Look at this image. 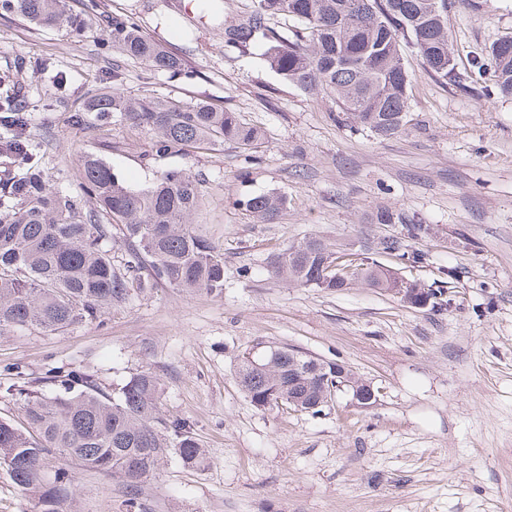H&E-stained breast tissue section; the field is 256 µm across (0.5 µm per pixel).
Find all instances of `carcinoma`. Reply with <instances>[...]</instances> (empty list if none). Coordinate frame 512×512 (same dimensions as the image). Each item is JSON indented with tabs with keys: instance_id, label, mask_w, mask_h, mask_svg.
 <instances>
[{
	"instance_id": "cac0c4a2",
	"label": "carcinoma",
	"mask_w": 512,
	"mask_h": 512,
	"mask_svg": "<svg viewBox=\"0 0 512 512\" xmlns=\"http://www.w3.org/2000/svg\"><path fill=\"white\" fill-rule=\"evenodd\" d=\"M247 19L224 28V43L235 48L267 42L264 60L285 80L312 97L333 95L350 122L379 137L395 135L408 123L409 78L403 49L414 50L429 71L480 95L512 96V35L507 34L474 58L472 69L457 71L450 48V0H257ZM0 11L39 27L62 23L77 31L81 14L69 0H0ZM281 17L298 26L292 37L276 36L268 20ZM112 46L149 69L176 73L181 58L161 49L127 16L105 15ZM492 70L494 85L480 84ZM76 118L92 124L114 118L152 132L157 157L180 150H213L232 144L257 148L262 132L229 112L205 102L184 104L164 98L136 99L116 91L91 92ZM0 128L9 133L6 148L28 160L20 177L0 178V331L36 327L62 331L100 319L114 304L132 297L142 272L186 292L224 290V254L193 223L201 205L195 175L173 169L152 185L134 189L95 152L81 156L83 194L94 208L82 212L77 198L54 189L35 160L18 94L0 97ZM286 199L277 193L242 202L257 221L271 224ZM128 242L126 272L112 268L103 242L112 227ZM338 260L322 239L310 237L290 247L271 273L302 286L339 291L336 272L326 259ZM370 288L389 291L394 272L378 262L353 269ZM306 357L286 347H271L236 365L235 378L258 409L288 403L322 411L318 403L329 389L330 370L307 368ZM48 396L15 382L3 393L23 402L24 422L0 419V465L32 501L37 512H67L73 497L71 464L110 473L131 488L126 512H142L138 484L174 452L186 464L203 462L204 453L186 419L170 420L159 408L160 382L148 369L131 374L106 390L84 369L49 377Z\"/></svg>"
}]
</instances>
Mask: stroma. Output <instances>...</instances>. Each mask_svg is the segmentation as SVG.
<instances>
[{
  "label": "stroma",
  "mask_w": 512,
  "mask_h": 512,
  "mask_svg": "<svg viewBox=\"0 0 512 512\" xmlns=\"http://www.w3.org/2000/svg\"><path fill=\"white\" fill-rule=\"evenodd\" d=\"M73 0L88 25L39 28L0 17V83L18 87L28 134L52 187L80 194V158L105 156L141 189L171 169L192 172L195 218L224 254V292L156 282L101 321L59 332L0 333V382L78 367L110 384L141 369L161 382L165 417L190 420L207 459L170 455L141 483L143 512H512V97L486 100L428 72L404 52L409 122L390 138L336 121L334 98L312 100L266 65L263 47L224 44V24L252 0ZM127 15L182 58L177 76L149 70L112 46L102 15ZM458 70L512 32V0H456L448 14ZM131 98L200 100L239 113L266 138L247 153L153 156L146 128L115 121L89 129L72 114L91 89ZM276 192V223L245 211ZM402 213L428 235L407 243L422 262L377 256L378 210ZM353 264H381L443 303L423 309L363 284L336 293L271 277L267 269L309 237ZM288 347L343 364L371 383L360 408L337 393L322 412L260 410L241 392L239 357ZM77 512H126L124 483L74 467Z\"/></svg>",
  "instance_id": "stroma-1"
}]
</instances>
